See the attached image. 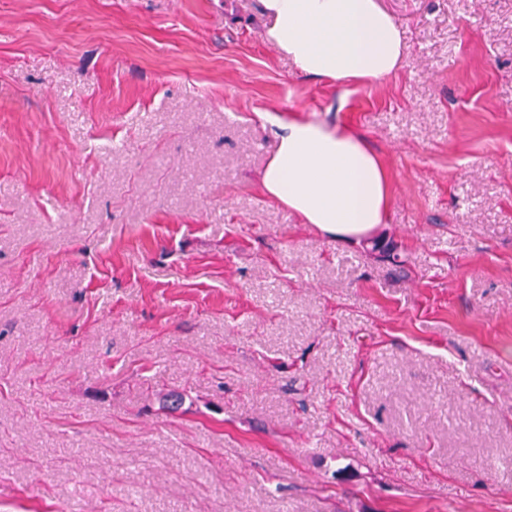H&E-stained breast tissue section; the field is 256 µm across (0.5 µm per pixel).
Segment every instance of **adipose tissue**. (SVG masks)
<instances>
[{
  "instance_id": "adipose-tissue-1",
  "label": "adipose tissue",
  "mask_w": 512,
  "mask_h": 512,
  "mask_svg": "<svg viewBox=\"0 0 512 512\" xmlns=\"http://www.w3.org/2000/svg\"><path fill=\"white\" fill-rule=\"evenodd\" d=\"M262 36L306 78L367 83L407 63L404 33L380 0H259ZM277 147L259 176L264 195L302 223L347 242L387 220L384 157L357 131L304 117L273 119Z\"/></svg>"
}]
</instances>
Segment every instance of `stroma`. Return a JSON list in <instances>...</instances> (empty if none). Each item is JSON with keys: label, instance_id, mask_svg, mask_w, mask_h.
Instances as JSON below:
<instances>
[{"label": "stroma", "instance_id": "obj_1", "mask_svg": "<svg viewBox=\"0 0 512 512\" xmlns=\"http://www.w3.org/2000/svg\"><path fill=\"white\" fill-rule=\"evenodd\" d=\"M383 2L356 84L259 0H0V512H512V0ZM268 110L385 157L372 238L262 194Z\"/></svg>", "mask_w": 512, "mask_h": 512}]
</instances>
